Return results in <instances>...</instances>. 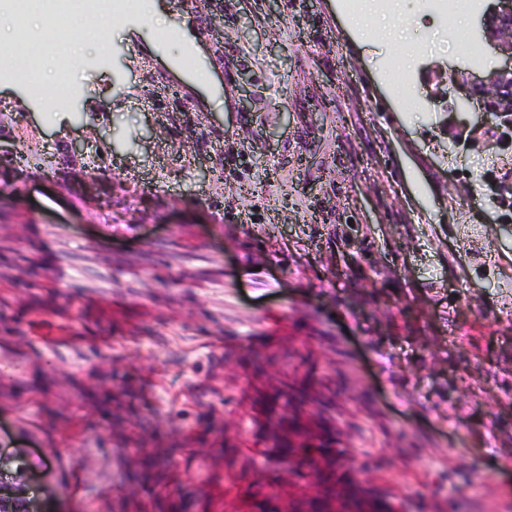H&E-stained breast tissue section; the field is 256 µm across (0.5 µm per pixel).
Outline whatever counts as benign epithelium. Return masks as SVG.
Returning <instances> with one entry per match:
<instances>
[{"instance_id": "7a95c632", "label": "benign epithelium", "mask_w": 512, "mask_h": 512, "mask_svg": "<svg viewBox=\"0 0 512 512\" xmlns=\"http://www.w3.org/2000/svg\"><path fill=\"white\" fill-rule=\"evenodd\" d=\"M482 37L494 44L505 61L494 72L495 78L473 83L464 101L469 105L476 99L486 116L503 118L512 114V108L508 106L512 101V87L496 82V77L512 74V27L507 25L494 31L485 21ZM27 487V475L23 474L19 479L11 475L6 481L0 471V512H41L35 500L28 497Z\"/></svg>"}]
</instances>
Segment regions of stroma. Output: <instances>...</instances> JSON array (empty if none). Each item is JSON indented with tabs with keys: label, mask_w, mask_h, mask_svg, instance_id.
Wrapping results in <instances>:
<instances>
[{
	"label": "stroma",
	"mask_w": 512,
	"mask_h": 512,
	"mask_svg": "<svg viewBox=\"0 0 512 512\" xmlns=\"http://www.w3.org/2000/svg\"><path fill=\"white\" fill-rule=\"evenodd\" d=\"M221 3L73 31L40 96L0 78V469L44 512H512L501 126L456 106L497 0L455 38L431 0ZM172 84L194 111L152 108Z\"/></svg>",
	"instance_id": "obj_1"
}]
</instances>
